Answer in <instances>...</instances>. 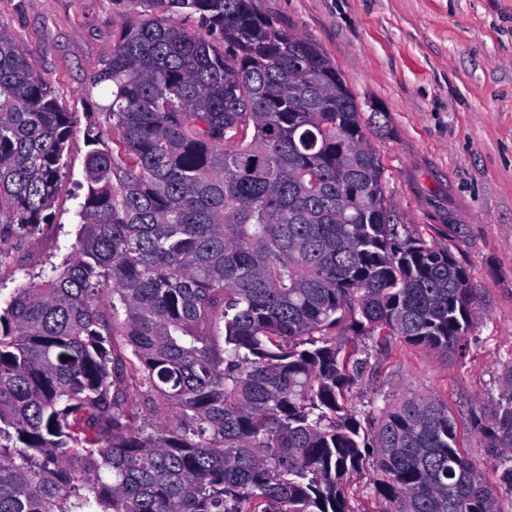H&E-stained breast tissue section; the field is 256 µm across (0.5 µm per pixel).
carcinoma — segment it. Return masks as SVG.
<instances>
[{
  "instance_id": "1",
  "label": "carcinoma",
  "mask_w": 512,
  "mask_h": 512,
  "mask_svg": "<svg viewBox=\"0 0 512 512\" xmlns=\"http://www.w3.org/2000/svg\"><path fill=\"white\" fill-rule=\"evenodd\" d=\"M112 2L72 256L0 314V512H354L366 472L394 512H512V361L472 419L495 484L448 404L348 402L351 339L461 352L478 315L457 225L385 194V112L257 0ZM73 131L0 23L1 227L53 223Z\"/></svg>"
}]
</instances>
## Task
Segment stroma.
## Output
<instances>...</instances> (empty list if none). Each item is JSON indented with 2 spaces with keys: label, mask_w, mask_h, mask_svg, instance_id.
<instances>
[{
  "label": "stroma",
  "mask_w": 512,
  "mask_h": 512,
  "mask_svg": "<svg viewBox=\"0 0 512 512\" xmlns=\"http://www.w3.org/2000/svg\"><path fill=\"white\" fill-rule=\"evenodd\" d=\"M288 29L316 40L362 106H381L369 131L386 194L409 233L451 222L480 312L464 355L391 342L355 384V404L407 393L446 402L468 458L488 480L497 466L471 411L496 409L512 360V0H258ZM132 16L111 0H0L4 24L75 117L54 221L0 246V308L17 288L60 268L76 243L83 199V131L110 90L94 77Z\"/></svg>",
  "instance_id": "1"
}]
</instances>
